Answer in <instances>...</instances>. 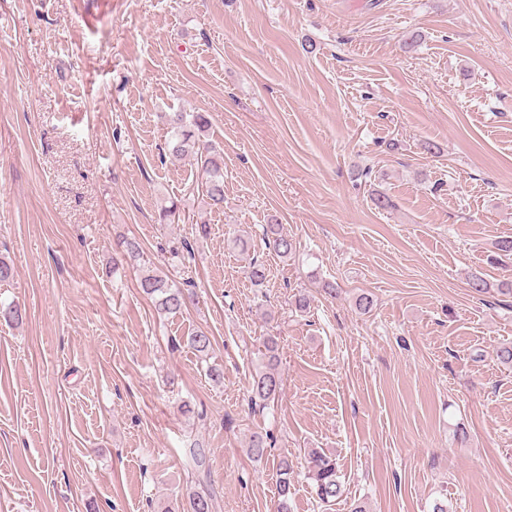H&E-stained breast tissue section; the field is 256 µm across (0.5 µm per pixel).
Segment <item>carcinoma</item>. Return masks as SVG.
I'll use <instances>...</instances> for the list:
<instances>
[{"label": "carcinoma", "mask_w": 512, "mask_h": 512, "mask_svg": "<svg viewBox=\"0 0 512 512\" xmlns=\"http://www.w3.org/2000/svg\"><path fill=\"white\" fill-rule=\"evenodd\" d=\"M171 132L170 152L176 156H192L200 163L203 179L197 184L204 203L212 208L224 207V158L206 132L210 121L206 114L197 112H171L164 115ZM266 247L280 258H288L295 250L293 239L284 234L278 224H268L264 229ZM139 288L155 299L158 314L166 316L181 312L191 300L190 293L169 282L168 276L157 269L146 271L140 278ZM186 345L206 360L213 349L207 332L196 330L186 338ZM280 359L277 337L268 336L259 350V364L249 384V400L252 405L266 407L279 397L282 383L277 371ZM270 437L252 436L249 453L256 460L268 457ZM308 479L319 503L331 506L345 493L336 458L318 448H312L305 456ZM187 465L197 473H207L206 450L193 443L188 448ZM278 476V496L274 512H290L288 494L291 490L294 464L284 455L274 461ZM186 512H212L211 496L205 491H192L186 495Z\"/></svg>", "instance_id": "1"}]
</instances>
